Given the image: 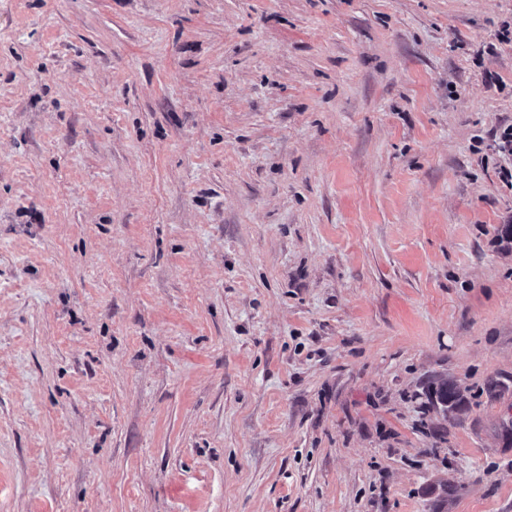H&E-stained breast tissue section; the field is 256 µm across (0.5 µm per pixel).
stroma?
I'll return each instance as SVG.
<instances>
[{
    "label": "stroma",
    "mask_w": 512,
    "mask_h": 512,
    "mask_svg": "<svg viewBox=\"0 0 512 512\" xmlns=\"http://www.w3.org/2000/svg\"><path fill=\"white\" fill-rule=\"evenodd\" d=\"M510 125L512 0H0V512H512ZM432 405L435 408L441 407L446 414L448 411L456 409L462 402V396L454 386L448 385L447 381H440L429 391Z\"/></svg>",
    "instance_id": "1"
}]
</instances>
